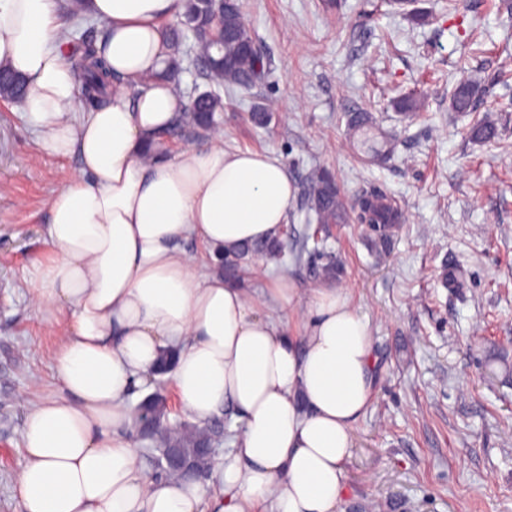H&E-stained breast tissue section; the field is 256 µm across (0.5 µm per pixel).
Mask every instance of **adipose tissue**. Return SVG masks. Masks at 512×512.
<instances>
[{"mask_svg": "<svg viewBox=\"0 0 512 512\" xmlns=\"http://www.w3.org/2000/svg\"><path fill=\"white\" fill-rule=\"evenodd\" d=\"M60 0H0V67L23 75L24 108L49 154L78 156L56 190L33 304L66 313L56 356L63 397L34 405L22 440V512H344L345 465L377 385L369 322L348 289H314L294 334L260 317L248 289L200 275L193 237L232 251L275 238L293 181L275 153L208 146L165 156L161 133L188 106L158 72L179 0H85L105 22L116 75L85 109ZM173 384L200 424L224 406L241 422L210 489L155 479L132 437L130 401L168 351Z\"/></svg>", "mask_w": 512, "mask_h": 512, "instance_id": "1", "label": "adipose tissue"}]
</instances>
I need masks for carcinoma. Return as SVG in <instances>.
<instances>
[{
  "label": "carcinoma",
  "instance_id": "1",
  "mask_svg": "<svg viewBox=\"0 0 512 512\" xmlns=\"http://www.w3.org/2000/svg\"><path fill=\"white\" fill-rule=\"evenodd\" d=\"M82 0H69L66 11L72 25L61 32V39L71 43L75 28L85 20ZM171 62L166 72L173 81L177 94L187 98V111L182 113L166 130L163 142L202 139L218 127L216 114L224 111V102L218 89L249 90L264 82L270 75V63L257 46L249 25L243 16L239 0L225 5L220 0H182V10L177 21L166 28ZM83 62L81 95L89 107L97 106L112 86V68L97 54L92 42L80 44ZM193 56L203 69V75L216 91H186L181 87L178 74L185 56ZM25 94L23 79L13 71L0 68V99L19 102ZM480 88L472 80L462 81L455 88L452 108L457 112L474 109ZM348 125L354 132L362 134L364 152L379 155L387 145L370 135L373 117L361 110L349 115ZM471 136L480 142H491L498 138L495 124L486 119L477 120L471 128ZM308 210L314 213L316 227H305L303 231L291 228L282 232V237L272 242L244 246L232 253L218 255V265L231 277L249 265L260 261L277 260L282 256L284 238L288 234L302 233L303 248L295 253V261L312 265L314 276L325 280L336 278L340 261L326 245L323 234L331 224L342 223L348 211L358 213V219L369 225L374 233L372 247L378 253L390 247L391 232L402 220L397 203L381 192L366 193L349 202L342 195L332 175L323 168L313 169L308 176ZM314 242L308 249V242ZM136 423L149 418L152 424L153 443L160 452L168 448L179 450L187 467L201 472L209 468L211 456L202 452L207 445L213 446L220 438L230 439L233 433L218 422L203 426L188 422L170 423L167 399L161 392L133 409Z\"/></svg>",
  "mask_w": 512,
  "mask_h": 512
}]
</instances>
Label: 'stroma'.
I'll use <instances>...</instances> for the list:
<instances>
[{"instance_id": "1", "label": "stroma", "mask_w": 512, "mask_h": 512, "mask_svg": "<svg viewBox=\"0 0 512 512\" xmlns=\"http://www.w3.org/2000/svg\"><path fill=\"white\" fill-rule=\"evenodd\" d=\"M272 78L223 92L220 128L230 150L270 151L287 165L295 195L288 221L311 223L308 174L329 170L351 197L394 196L405 221L391 251L371 232L334 224L327 244L339 286L366 315L378 383L346 464L344 512H512V0H243ZM485 87L476 112L453 111V90ZM416 94L405 116L394 100ZM273 102L266 125L255 104ZM367 109L388 159L364 162L347 115ZM500 130L472 140L475 118ZM77 158L38 145L20 103L0 101V512H21L22 431L37 402L59 396L54 357L63 318L32 303L31 271L52 252L50 200ZM466 274L463 291L444 268ZM288 280L299 296L321 287L291 256L243 274L251 292Z\"/></svg>"}]
</instances>
